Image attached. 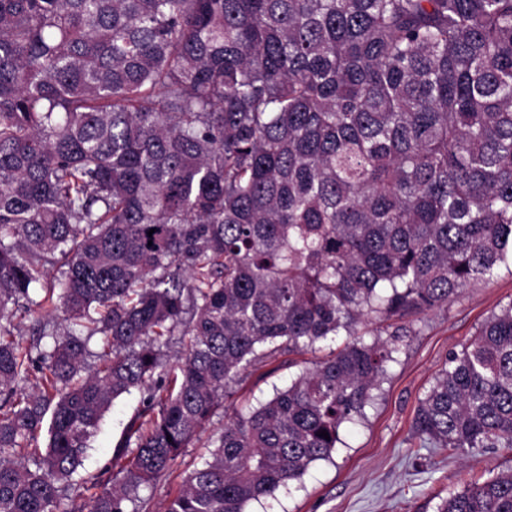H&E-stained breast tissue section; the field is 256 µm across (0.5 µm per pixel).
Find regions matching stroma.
Segmentation results:
<instances>
[{"label": "stroma", "instance_id": "35a3bbf8", "mask_svg": "<svg viewBox=\"0 0 512 512\" xmlns=\"http://www.w3.org/2000/svg\"><path fill=\"white\" fill-rule=\"evenodd\" d=\"M512 303V266H501L489 281L466 288L443 308L428 312L404 337L397 360L365 420L343 430L332 459L313 463L301 480L276 499L253 502L247 512H436L450 491L470 476L512 468V448H473L450 454L411 443L419 401L446 363L493 313ZM295 374L281 361L245 375L235 405L267 400ZM139 395L116 400L96 433L82 469L97 474L110 458ZM209 432H202L171 469L140 487L135 512H162L184 477L208 456Z\"/></svg>", "mask_w": 512, "mask_h": 512}]
</instances>
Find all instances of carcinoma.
Segmentation results:
<instances>
[{
    "instance_id": "cac0c4a2",
    "label": "carcinoma",
    "mask_w": 512,
    "mask_h": 512,
    "mask_svg": "<svg viewBox=\"0 0 512 512\" xmlns=\"http://www.w3.org/2000/svg\"><path fill=\"white\" fill-rule=\"evenodd\" d=\"M511 262L512 0H0V512H128L244 373L311 354L233 409L163 512L274 499L366 418L405 323ZM20 312L51 339L36 358ZM413 429L512 448V302ZM437 512H512V470ZM139 394L133 392L116 400L105 415L101 426L92 441V447L84 460L82 474L85 476L97 474L110 458L113 444L120 437L128 417L139 404Z\"/></svg>"
}]
</instances>
